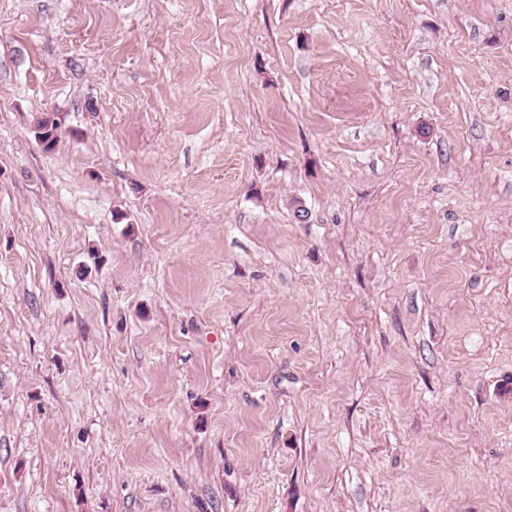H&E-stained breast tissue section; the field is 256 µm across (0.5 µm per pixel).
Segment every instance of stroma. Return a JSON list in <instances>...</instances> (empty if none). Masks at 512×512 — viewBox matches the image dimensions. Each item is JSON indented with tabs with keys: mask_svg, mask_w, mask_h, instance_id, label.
<instances>
[{
	"mask_svg": "<svg viewBox=\"0 0 512 512\" xmlns=\"http://www.w3.org/2000/svg\"><path fill=\"white\" fill-rule=\"evenodd\" d=\"M0 512H512V0H0Z\"/></svg>",
	"mask_w": 512,
	"mask_h": 512,
	"instance_id": "1",
	"label": "stroma"
}]
</instances>
